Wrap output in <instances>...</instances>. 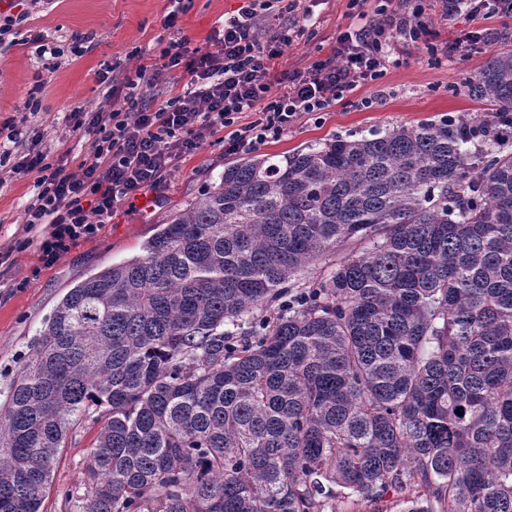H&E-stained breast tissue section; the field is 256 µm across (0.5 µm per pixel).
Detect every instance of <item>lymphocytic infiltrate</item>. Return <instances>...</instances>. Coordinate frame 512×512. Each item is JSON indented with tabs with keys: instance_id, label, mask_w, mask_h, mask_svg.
I'll use <instances>...</instances> for the list:
<instances>
[{
	"instance_id": "1",
	"label": "lymphocytic infiltrate",
	"mask_w": 512,
	"mask_h": 512,
	"mask_svg": "<svg viewBox=\"0 0 512 512\" xmlns=\"http://www.w3.org/2000/svg\"><path fill=\"white\" fill-rule=\"evenodd\" d=\"M300 2L247 0L214 34L212 50L189 51L180 39L169 42L159 59L140 58L123 80L100 72L110 109L76 108L66 117L74 135L97 134L77 170L49 161L40 151L0 152V166L10 165L13 173L40 172L24 216L27 226L48 227L38 241L43 265L56 263L78 241L94 238L102 220L122 204L158 191L175 162L217 131L225 133V153L258 150L294 123L328 111L345 94L399 66V40L425 44L431 36L423 0H382L362 26L338 36L327 56L306 70L273 76L284 46L310 19ZM263 18L278 22V31L262 33ZM178 68L191 77L187 88L159 105L146 102L143 87L173 83ZM276 80L284 89L275 95Z\"/></svg>"
}]
</instances>
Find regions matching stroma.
Here are the masks:
<instances>
[{
	"instance_id": "obj_1",
	"label": "stroma",
	"mask_w": 512,
	"mask_h": 512,
	"mask_svg": "<svg viewBox=\"0 0 512 512\" xmlns=\"http://www.w3.org/2000/svg\"><path fill=\"white\" fill-rule=\"evenodd\" d=\"M348 3L303 0L312 12V25L284 46L277 70H301L327 54L338 34L361 24L362 14L373 13L377 0H365L358 14ZM240 5L241 0H182L178 5L172 0H41L31 12L28 28L42 31L48 43L61 47L64 54L55 60L39 56L34 45L25 43V30L0 41V123L13 116L24 118V127L38 150L54 160L67 159L69 169H76L89 154L95 136L70 135L63 117L76 107L88 112L108 108L98 72L110 66L115 77H123L134 69L138 56L158 55L170 40L182 36L188 37L190 48L210 49L215 31ZM172 10L178 13L177 23L168 29L163 21ZM427 15L438 48L470 31L481 33L482 39L467 53L458 52L440 61L430 60L426 50L398 42L399 67L389 69L379 83L345 96L322 122L296 124L279 139L263 145L262 153L280 158L337 136L358 138L373 130L447 115L470 123L490 114V103L468 97L463 84L500 50L501 32H512V14L484 11L473 15L464 6L448 17L438 0H430ZM79 33L93 34L94 39L76 56L70 47ZM38 76L44 81L42 106L29 112L25 101ZM364 98L374 99V106L363 108L360 101ZM223 138V133H216L194 154L178 160L165 178L158 203L122 205L97 236L79 242L49 267L43 266L35 246L44 226L30 231L24 224V209L34 194L39 171H0L1 392L7 391L20 359L72 283L139 255L157 224L217 180L228 161ZM26 238L31 239V246L14 250V243ZM95 435L92 429L80 431L62 449L45 494L44 512H70L64 493L80 484Z\"/></svg>"
}]
</instances>
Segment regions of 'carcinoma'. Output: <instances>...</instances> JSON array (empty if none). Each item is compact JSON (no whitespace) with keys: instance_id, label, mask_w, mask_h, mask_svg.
Instances as JSON below:
<instances>
[{"instance_id":"1","label":"carcinoma","mask_w":512,"mask_h":512,"mask_svg":"<svg viewBox=\"0 0 512 512\" xmlns=\"http://www.w3.org/2000/svg\"><path fill=\"white\" fill-rule=\"evenodd\" d=\"M496 112L224 167L142 254L69 288L0 405V512H512V49ZM364 241L361 253L347 245ZM326 269L305 275L316 263ZM97 429L81 430L62 448L50 489L45 493L44 512H71L65 502V491L78 486L83 478L87 453ZM336 499L332 502L334 512H401L403 508V495L390 492L383 502L378 504L362 497H347L346 492L336 488ZM379 509V511H378Z\"/></svg>"}]
</instances>
